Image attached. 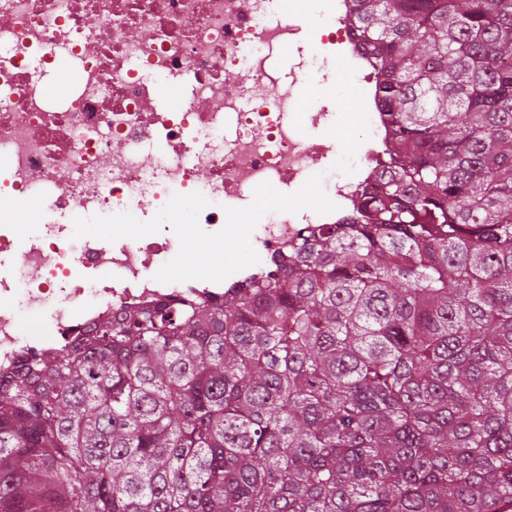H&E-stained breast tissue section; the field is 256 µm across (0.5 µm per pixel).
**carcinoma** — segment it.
<instances>
[{
  "mask_svg": "<svg viewBox=\"0 0 512 512\" xmlns=\"http://www.w3.org/2000/svg\"><path fill=\"white\" fill-rule=\"evenodd\" d=\"M354 2L364 223L20 360L0 512H512V0Z\"/></svg>",
  "mask_w": 512,
  "mask_h": 512,
  "instance_id": "carcinoma-1",
  "label": "carcinoma"
}]
</instances>
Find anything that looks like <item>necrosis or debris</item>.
<instances>
[{
  "instance_id": "necrosis-or-debris-1",
  "label": "necrosis or debris",
  "mask_w": 512,
  "mask_h": 512,
  "mask_svg": "<svg viewBox=\"0 0 512 512\" xmlns=\"http://www.w3.org/2000/svg\"><path fill=\"white\" fill-rule=\"evenodd\" d=\"M0 0V197L66 212L20 243L0 219V372L77 340L103 317L175 295L222 298L264 276L309 228L347 224L389 170L392 128L371 90L375 65L358 44L351 0ZM299 79L326 84L337 57L366 92L360 166L347 170L329 138L311 145L297 120V81L272 58L299 48ZM66 63L79 80L52 98L46 75ZM190 94L164 104L161 85ZM163 142V151L150 150ZM206 181H199V174ZM320 177L325 203L268 211L252 228L256 258L206 278L184 265L174 236H146L131 213L149 194L156 223L216 239L266 188L297 195ZM121 226L108 243L102 226ZM41 307L30 308V299Z\"/></svg>"
}]
</instances>
